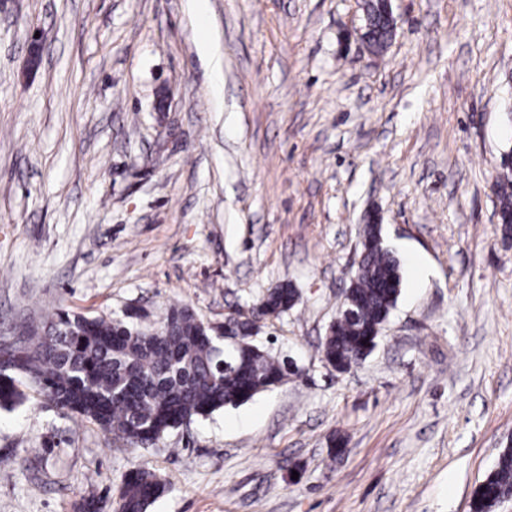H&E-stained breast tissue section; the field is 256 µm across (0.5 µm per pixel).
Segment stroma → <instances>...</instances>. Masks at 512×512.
<instances>
[{"mask_svg": "<svg viewBox=\"0 0 512 512\" xmlns=\"http://www.w3.org/2000/svg\"><path fill=\"white\" fill-rule=\"evenodd\" d=\"M392 9L374 54L356 0H0L1 341L299 293L258 335L297 374L155 446L33 391L0 409V512H114L137 466L166 486L148 512H470L512 448V0ZM373 210L402 290L340 374L320 343ZM497 200L500 224L506 231H512V179L508 173H504L500 178Z\"/></svg>", "mask_w": 512, "mask_h": 512, "instance_id": "1", "label": "stroma"}]
</instances>
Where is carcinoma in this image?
<instances>
[{
	"label": "carcinoma",
	"mask_w": 512,
	"mask_h": 512,
	"mask_svg": "<svg viewBox=\"0 0 512 512\" xmlns=\"http://www.w3.org/2000/svg\"><path fill=\"white\" fill-rule=\"evenodd\" d=\"M381 4L365 0L364 9L369 38L383 51L392 32ZM497 200L500 224L512 231V178L507 173L498 183ZM361 246L343 311L321 341L323 361L339 373L350 371L376 347L401 290L400 263L381 240V226L365 224ZM298 299L288 284L269 288L257 316L278 318ZM231 322L234 341L220 346L215 330L187 306L169 307L149 327L60 311L43 335L22 346L21 370L0 379V407L21 404L27 384L129 448L154 445L172 429L243 404L287 379L279 358L255 343L256 320L238 314ZM162 492L153 472L132 470L122 482L117 512H148ZM510 497L512 448H506L475 492L471 512H489Z\"/></svg>",
	"instance_id": "obj_1"
}]
</instances>
